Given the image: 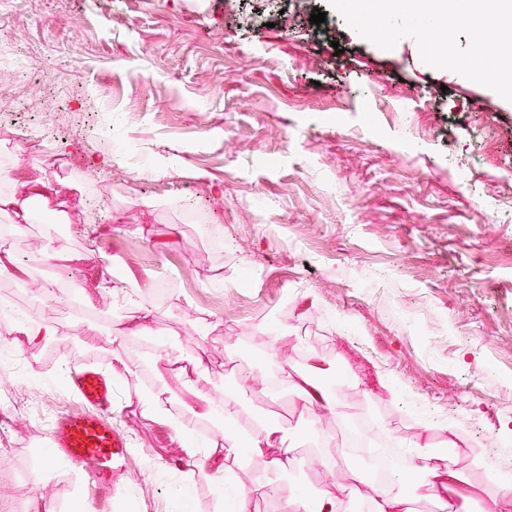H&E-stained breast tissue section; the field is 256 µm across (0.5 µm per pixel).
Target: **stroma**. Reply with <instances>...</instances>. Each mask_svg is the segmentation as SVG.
<instances>
[{"mask_svg":"<svg viewBox=\"0 0 512 512\" xmlns=\"http://www.w3.org/2000/svg\"><path fill=\"white\" fill-rule=\"evenodd\" d=\"M0 70V171L53 186L28 197L24 233L0 213L26 271L0 278V302L29 305L46 279L61 296L40 315L51 339L0 345V512L89 498L46 440L74 405L72 365L112 374L111 334L129 359L112 419L136 455L112 512H215L230 486L269 477L245 455L220 475L176 470L182 450L146 409L188 399L170 346L206 359L209 397H235L240 430L279 423L304 461L249 512L322 490L325 458L367 473L341 451L366 409L395 438L452 447L482 491L471 512L512 484L489 479L478 446L488 435L512 466V102L424 64L413 37L378 48L326 0H0ZM48 243L110 266L119 290L86 306L88 269L46 262ZM274 349L269 372L289 380L270 391L244 373ZM315 354L340 401L319 445L289 385Z\"/></svg>","mask_w":512,"mask_h":512,"instance_id":"stroma-1","label":"stroma"}]
</instances>
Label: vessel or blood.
Returning a JSON list of instances; mask_svg holds the SVG:
<instances>
[{
  "label": "vessel or blood",
  "mask_w": 512,
  "mask_h": 512,
  "mask_svg": "<svg viewBox=\"0 0 512 512\" xmlns=\"http://www.w3.org/2000/svg\"><path fill=\"white\" fill-rule=\"evenodd\" d=\"M78 405L60 415L50 432L48 454L84 466L100 491L99 512H112V487L124 475L130 452L125 435L109 418L114 387L87 366L70 378Z\"/></svg>",
  "instance_id": "obj_1"
}]
</instances>
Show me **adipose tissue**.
Wrapping results in <instances>:
<instances>
[{"instance_id": "adipose-tissue-1", "label": "adipose tissue", "mask_w": 512, "mask_h": 512, "mask_svg": "<svg viewBox=\"0 0 512 512\" xmlns=\"http://www.w3.org/2000/svg\"><path fill=\"white\" fill-rule=\"evenodd\" d=\"M168 362L174 375L191 394L192 400L179 413L174 414L169 411L165 401L155 398L147 403L149 411L161 417L182 440L190 433L197 417L216 415L222 420L220 431L206 453H199L194 447H185L184 461L188 466L200 471L208 469L220 473L224 470L225 461L247 452L262 460L271 474L285 473L284 462L280 455L273 452L275 444L285 438V431L279 424L260 422L247 442H240L233 429L232 402L215 405L199 386V378L204 371L202 361H195L189 366L183 365L181 355L174 350L169 352ZM329 370L327 362L315 360L292 383L294 391L306 403L312 416L334 411L338 405L337 396L323 384ZM412 473L419 475L431 487L438 500L455 503L460 512H467L470 504L477 498L476 488L457 471L441 466L437 453L424 444L412 457L407 468L397 470L387 485L367 482L364 495L372 502L374 512H411L412 498L403 491L402 486Z\"/></svg>"}]
</instances>
